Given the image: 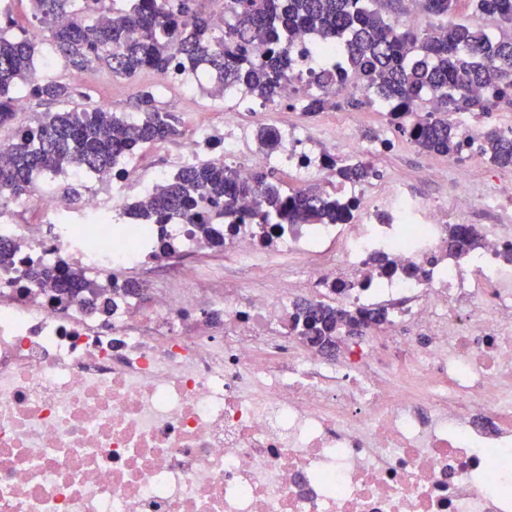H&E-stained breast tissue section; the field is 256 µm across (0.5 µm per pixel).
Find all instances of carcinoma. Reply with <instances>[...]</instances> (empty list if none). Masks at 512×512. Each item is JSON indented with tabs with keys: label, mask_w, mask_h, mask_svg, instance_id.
<instances>
[{
	"label": "carcinoma",
	"mask_w": 512,
	"mask_h": 512,
	"mask_svg": "<svg viewBox=\"0 0 512 512\" xmlns=\"http://www.w3.org/2000/svg\"><path fill=\"white\" fill-rule=\"evenodd\" d=\"M31 15L47 29L45 38L64 62L80 72L106 69L112 78L131 79L149 70L163 77L174 69L202 67L213 77L204 89L224 97V88H241L256 98L273 99L288 74L289 51L302 30L345 43L350 63L367 91L398 107L393 119L424 152L457 157L463 150L452 113L487 112L471 87L494 85L499 98L512 103V0H473L475 8L504 27L495 37L462 23L443 25L445 34L420 33L388 21L376 0H230L216 14L206 0H125L119 9L107 0H28ZM458 0H421L429 15L446 19ZM39 40L16 33L13 22H0V127L15 115L18 89L50 104L70 102L78 92L69 79L42 77L37 68ZM436 103L420 118L413 108L423 97ZM336 105L319 92L303 100L308 114ZM137 115L106 106L90 111L42 112L27 126L12 128L0 140V198L31 191L34 177L66 167L105 172L124 156L178 133V119L158 100L153 86L139 90ZM481 152L500 167L512 166V137L498 127L482 132ZM336 182H360L370 173L362 163L330 160ZM273 172L258 169L248 180L221 156L183 168L153 187L142 223L193 224L206 234L212 203L226 224H257L268 234L284 224H340L354 205L322 189L286 190ZM479 238L465 224L448 225V256L460 259L478 247ZM28 276L42 287L68 295L81 291L92 299L102 285L81 269L56 272L31 267ZM388 322V311H347L325 302L297 301L289 331L319 348H334L338 337L361 334Z\"/></svg>",
	"instance_id": "carcinoma-1"
}]
</instances>
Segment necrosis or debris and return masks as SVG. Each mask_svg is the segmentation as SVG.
<instances>
[{
    "mask_svg": "<svg viewBox=\"0 0 512 512\" xmlns=\"http://www.w3.org/2000/svg\"><path fill=\"white\" fill-rule=\"evenodd\" d=\"M322 75L338 98L366 92L337 46L300 34L276 100L226 89L221 133L187 141L173 167L217 150L246 177L269 165L325 175L292 119ZM273 111L280 144L266 153L237 119ZM126 174L94 176L77 201L40 189L0 201V240L17 258L0 267V512H512V231L477 225L472 268L446 243L449 209L501 211L495 192L463 189L451 206L402 183L383 196L344 183L357 204L344 224L266 240L157 224L144 241L131 211L146 196L121 192ZM26 209L38 223L18 222ZM198 253L221 267L184 287L181 261ZM165 261L173 275L152 306L123 292L105 315L25 274L68 266L109 287ZM233 267L272 285L243 292ZM301 280L401 325L347 359L323 354L288 333Z\"/></svg>",
    "mask_w": 512,
    "mask_h": 512,
    "instance_id": "obj_1",
    "label": "necrosis or debris"
}]
</instances>
